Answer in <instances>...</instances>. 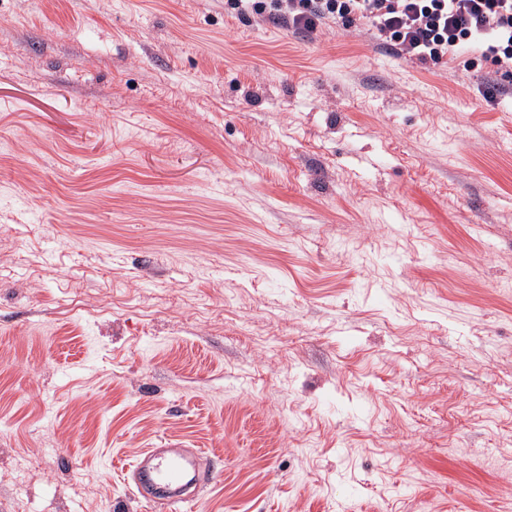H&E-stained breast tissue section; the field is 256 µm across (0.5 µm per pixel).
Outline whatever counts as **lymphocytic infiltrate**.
Masks as SVG:
<instances>
[{"instance_id":"f902f5d3","label":"lymphocytic infiltrate","mask_w":512,"mask_h":512,"mask_svg":"<svg viewBox=\"0 0 512 512\" xmlns=\"http://www.w3.org/2000/svg\"><path fill=\"white\" fill-rule=\"evenodd\" d=\"M224 10L307 36L364 32L423 65L481 61L512 84V0H224Z\"/></svg>"}]
</instances>
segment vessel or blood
I'll list each match as a JSON object with an SVG mask.
<instances>
[{"instance_id":"vessel-or-blood-1","label":"vessel or blood","mask_w":512,"mask_h":512,"mask_svg":"<svg viewBox=\"0 0 512 512\" xmlns=\"http://www.w3.org/2000/svg\"><path fill=\"white\" fill-rule=\"evenodd\" d=\"M214 471L211 454L200 448H147L125 467L137 495L165 512H187Z\"/></svg>"}]
</instances>
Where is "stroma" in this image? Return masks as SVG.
Listing matches in <instances>:
<instances>
[{
  "mask_svg": "<svg viewBox=\"0 0 512 512\" xmlns=\"http://www.w3.org/2000/svg\"><path fill=\"white\" fill-rule=\"evenodd\" d=\"M224 0H0V512H512V94ZM124 469L137 495L167 512L188 511L215 471L211 454L201 448H145Z\"/></svg>",
  "mask_w": 512,
  "mask_h": 512,
  "instance_id": "stroma-1",
  "label": "stroma"
}]
</instances>
